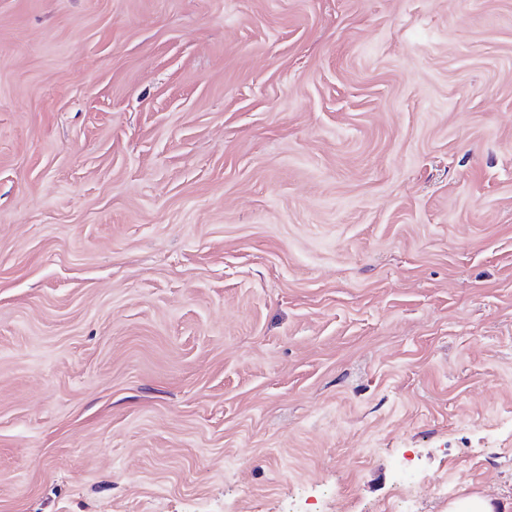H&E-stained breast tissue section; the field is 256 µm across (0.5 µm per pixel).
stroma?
Here are the masks:
<instances>
[{"instance_id":"35a3bbf8","label":"stroma","mask_w":512,"mask_h":512,"mask_svg":"<svg viewBox=\"0 0 512 512\" xmlns=\"http://www.w3.org/2000/svg\"><path fill=\"white\" fill-rule=\"evenodd\" d=\"M403 465L512 500V0H0V512Z\"/></svg>"}]
</instances>
